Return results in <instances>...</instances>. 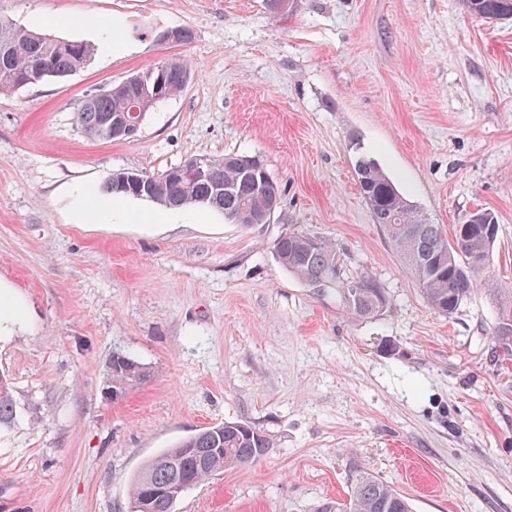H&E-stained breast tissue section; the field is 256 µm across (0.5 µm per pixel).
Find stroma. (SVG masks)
Returning a JSON list of instances; mask_svg holds the SVG:
<instances>
[{"label": "stroma", "instance_id": "1", "mask_svg": "<svg viewBox=\"0 0 512 512\" xmlns=\"http://www.w3.org/2000/svg\"><path fill=\"white\" fill-rule=\"evenodd\" d=\"M127 54L0 95V282L26 322L0 334L16 417L0 426V512H128L137 471L226 421L271 435L258 463L213 475L173 512H313L347 496L353 465L414 512H512V359L476 291L432 310L354 173L372 156L432 223L478 209L499 224L493 270L512 286V21L462 0H0V20ZM187 27L185 46L163 32ZM167 59L182 92L138 136L85 137L88 95ZM255 156L279 183L266 224L202 206L81 225L85 190L116 171L158 174L196 156ZM336 243L346 276H372L390 307L356 318L274 258L278 236ZM116 353L150 378L115 399Z\"/></svg>", "mask_w": 512, "mask_h": 512}]
</instances>
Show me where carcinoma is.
I'll return each mask as SVG.
<instances>
[{
  "instance_id": "1",
  "label": "carcinoma",
  "mask_w": 512,
  "mask_h": 512,
  "mask_svg": "<svg viewBox=\"0 0 512 512\" xmlns=\"http://www.w3.org/2000/svg\"><path fill=\"white\" fill-rule=\"evenodd\" d=\"M465 10L491 21L512 19V0H463ZM0 93L24 86L33 58L50 66L51 76L64 77L83 67L94 54V46L82 41L55 38L0 21ZM167 97L185 86L189 68L180 60L165 61ZM136 101L135 89L125 85L111 95L86 98L76 112V124L89 138L100 139L99 130L107 118L121 119ZM208 172L200 176L192 160L161 174L146 175L142 193L120 191L107 181L106 192L114 197L148 201L162 209L203 206L224 214L231 224H264L271 207L279 204L281 193L264 163L245 155L227 154L207 158ZM354 171L373 222L382 226L405 268L414 278L428 305L450 316L467 301L474 287L481 285L496 310L492 340L504 354L512 353V288H502L491 276L490 260L497 236L489 228L497 224L486 210L471 213L453 235L440 224H432L400 192L395 182L366 153H358ZM278 264L310 288H337L346 311L358 318H371L389 305L383 288L373 277L341 278L340 253L336 244L304 231L279 236L273 246ZM111 386L119 395L149 377L147 367L121 354L112 358ZM16 405L11 382L0 384V424L11 422ZM273 447L265 431L246 421H226L206 427L181 439L173 447L148 460L133 477L130 500L147 512H173V503L158 495L142 502L148 488L164 487L189 473L200 485L213 475L234 467L254 464ZM316 512H413L410 498L359 466L351 471L348 497L327 500Z\"/></svg>"
}]
</instances>
